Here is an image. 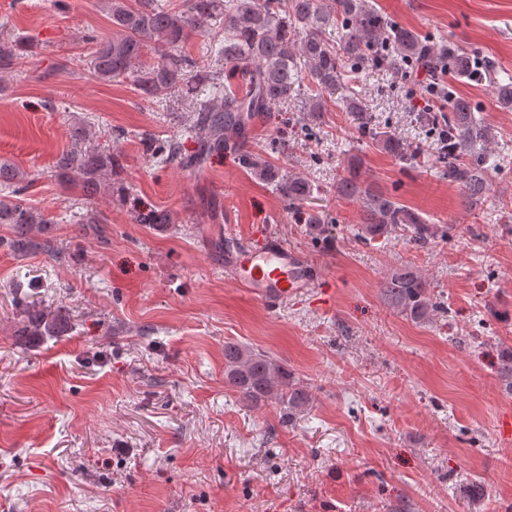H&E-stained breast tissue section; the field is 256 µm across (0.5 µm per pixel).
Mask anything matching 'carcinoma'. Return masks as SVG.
Returning <instances> with one entry per match:
<instances>
[{"label":"carcinoma","mask_w":512,"mask_h":512,"mask_svg":"<svg viewBox=\"0 0 512 512\" xmlns=\"http://www.w3.org/2000/svg\"><path fill=\"white\" fill-rule=\"evenodd\" d=\"M106 9L113 33L109 39L93 40L89 78L101 83L129 80L149 102L176 91L197 99L192 124L204 135L193 151L176 139L142 136L152 157L185 170L198 172L211 155L238 151L252 120L280 104L303 98V111L320 114L327 105L324 93L369 70L401 77L425 68L435 81L445 71L475 82L490 74L475 67L466 49L430 46L415 32L386 20L369 0H135L133 5L130 0H106ZM193 35L209 40L215 62H224V72L184 51ZM26 48L21 40L1 39L0 73L10 72ZM150 52L155 53L154 61L143 62ZM349 107L357 116L359 134L391 155L414 161L427 152L373 127L358 100H350ZM418 118L439 135V162L448 181L460 187L466 205L480 201L488 190V171L495 167L490 127L476 119L470 101L452 95L448 114L426 108ZM241 161L262 180L277 178L258 153L245 152ZM117 167L116 155L94 148L73 149L56 162L59 180L80 186L90 197L102 191L124 194L125 187H115L110 180ZM29 185L19 169L0 165V224L11 225V235L0 239V247L17 254L56 256L52 241L39 236L52 218L24 202ZM278 187L291 211L301 210L310 196V185L300 175H286ZM336 193L361 202V224L353 236L365 244L400 233L413 246L424 248L438 238L448 239L451 231L375 189L354 167L336 179ZM384 295L416 321H428L443 310L422 275L410 267L391 272ZM66 330L65 313L29 303L15 335L39 342ZM224 378L251 407L272 400L281 403L285 425L310 400L306 389L294 386L293 374L282 362L238 342L224 343Z\"/></svg>","instance_id":"1"}]
</instances>
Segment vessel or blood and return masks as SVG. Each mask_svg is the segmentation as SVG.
I'll use <instances>...</instances> for the list:
<instances>
[{
  "label": "vessel or blood",
  "instance_id": "obj_1",
  "mask_svg": "<svg viewBox=\"0 0 512 512\" xmlns=\"http://www.w3.org/2000/svg\"><path fill=\"white\" fill-rule=\"evenodd\" d=\"M226 265L237 285L271 310L288 295L310 287L316 271L310 257L272 235L265 236L257 250L231 251Z\"/></svg>",
  "mask_w": 512,
  "mask_h": 512
}]
</instances>
